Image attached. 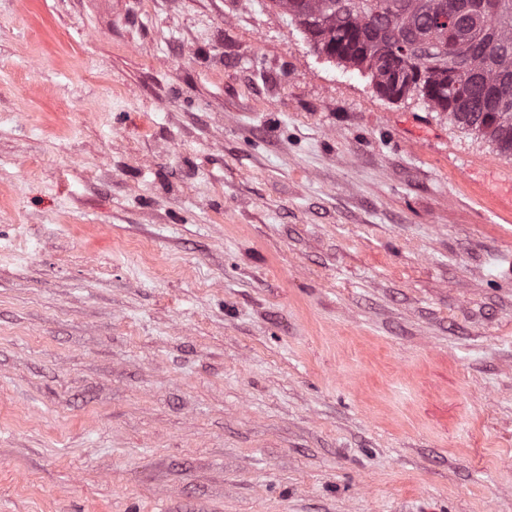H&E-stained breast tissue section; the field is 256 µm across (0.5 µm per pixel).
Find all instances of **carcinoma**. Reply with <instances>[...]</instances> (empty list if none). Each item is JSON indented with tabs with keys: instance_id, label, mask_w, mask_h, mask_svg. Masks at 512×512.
I'll list each match as a JSON object with an SVG mask.
<instances>
[{
	"instance_id": "carcinoma-1",
	"label": "carcinoma",
	"mask_w": 512,
	"mask_h": 512,
	"mask_svg": "<svg viewBox=\"0 0 512 512\" xmlns=\"http://www.w3.org/2000/svg\"><path fill=\"white\" fill-rule=\"evenodd\" d=\"M314 48L512 157V0H272Z\"/></svg>"
}]
</instances>
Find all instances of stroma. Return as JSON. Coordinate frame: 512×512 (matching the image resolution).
Returning <instances> with one entry per match:
<instances>
[{
	"label": "stroma",
	"mask_w": 512,
	"mask_h": 512,
	"mask_svg": "<svg viewBox=\"0 0 512 512\" xmlns=\"http://www.w3.org/2000/svg\"><path fill=\"white\" fill-rule=\"evenodd\" d=\"M0 512H512V158L270 0H0Z\"/></svg>",
	"instance_id": "35a3bbf8"
}]
</instances>
